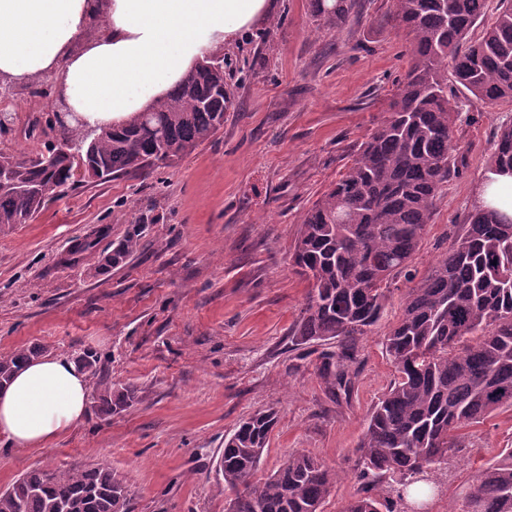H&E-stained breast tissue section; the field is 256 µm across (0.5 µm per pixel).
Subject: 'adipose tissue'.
I'll use <instances>...</instances> for the list:
<instances>
[{
  "mask_svg": "<svg viewBox=\"0 0 512 512\" xmlns=\"http://www.w3.org/2000/svg\"><path fill=\"white\" fill-rule=\"evenodd\" d=\"M273 0H0V75L56 72L93 126L143 111L202 60L265 20ZM106 34L91 39L93 21ZM89 383L74 360L46 356L0 388V439L42 448L83 417Z\"/></svg>",
  "mask_w": 512,
  "mask_h": 512,
  "instance_id": "ef3b65f1",
  "label": "adipose tissue"
}]
</instances>
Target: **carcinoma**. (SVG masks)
<instances>
[{
  "mask_svg": "<svg viewBox=\"0 0 512 512\" xmlns=\"http://www.w3.org/2000/svg\"><path fill=\"white\" fill-rule=\"evenodd\" d=\"M357 0H310L311 16L328 30L342 27ZM488 0H393L392 18L410 40L409 67L387 116L362 143L350 166L302 216L293 263L308 283L306 304L292 333L296 347L332 345L319 375L331 395L348 391L358 343L379 325L391 281L407 267L432 223L434 202L459 174L454 148L456 106L448 78L489 106L512 101V0H499L493 22L470 42ZM230 94L224 64L202 59L147 110L98 127L81 147L35 155L0 151V233L36 217L51 197L66 195L74 172L93 181L148 175L171 165L224 126ZM512 171V124L501 127L486 172ZM144 225L133 224L101 258L104 272L132 257ZM40 344L0 359V385ZM397 378L373 408L357 453L361 477L390 475L398 499L465 447L464 431L512 407V217L476 206L452 247L405 298L385 334ZM77 363L93 380L103 416L138 400L134 385L116 387L100 375L98 352ZM278 423L272 409L242 419L224 438L220 491L232 512H323L339 479L306 451H296L271 475L254 480ZM129 487L112 469L95 465L40 467L0 490V512H128ZM365 494L342 512H381ZM465 512H512V448L477 476Z\"/></svg>",
  "mask_w": 512,
  "mask_h": 512,
  "instance_id": "obj_1",
  "label": "carcinoma"
}]
</instances>
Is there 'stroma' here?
<instances>
[{
  "mask_svg": "<svg viewBox=\"0 0 512 512\" xmlns=\"http://www.w3.org/2000/svg\"><path fill=\"white\" fill-rule=\"evenodd\" d=\"M358 4L342 28L327 30L314 23L309 0H277L266 24L223 51L232 103L214 137L149 177L82 184L0 233V358L35 343L70 357L90 348L113 384L140 390L121 413L87 408L83 422L47 447L0 440V488L47 464L102 463L127 481L128 512H224V437L242 417L271 408L279 423L259 476L305 450L340 475L323 512H341L365 493L410 512L396 483H367L355 469L367 417L396 377L383 336L474 208L512 103L491 108L460 92L455 141L464 165L394 279L380 327L360 342L352 388L330 397L320 345L291 344L307 293L291 254L303 212L381 123L409 67L392 0ZM46 105L21 94L0 150H42L44 140L22 130ZM133 224L146 227L139 251L97 273L103 251ZM95 234L97 249L70 262L72 246ZM511 446L512 408L469 429L465 447L437 471L425 512H462L478 471Z\"/></svg>",
  "mask_w": 512,
  "mask_h": 512,
  "instance_id": "1",
  "label": "stroma"
}]
</instances>
